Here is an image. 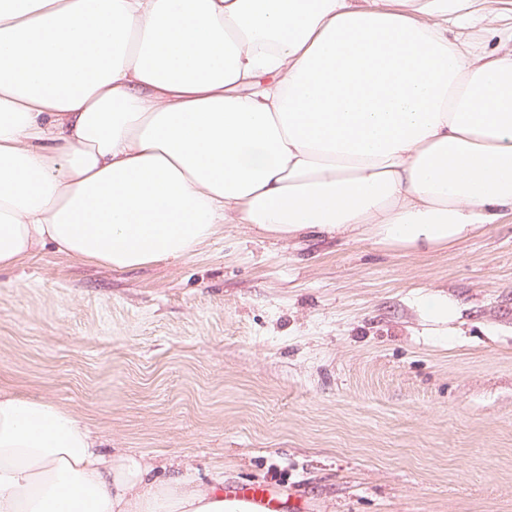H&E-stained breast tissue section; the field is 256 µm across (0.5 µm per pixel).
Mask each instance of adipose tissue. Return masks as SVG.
Segmentation results:
<instances>
[{"instance_id": "obj_1", "label": "adipose tissue", "mask_w": 512, "mask_h": 512, "mask_svg": "<svg viewBox=\"0 0 512 512\" xmlns=\"http://www.w3.org/2000/svg\"><path fill=\"white\" fill-rule=\"evenodd\" d=\"M489 0H0V269L115 271L225 224L443 250L512 213V26ZM0 393V512H247ZM490 9L496 8L497 11L488 16L480 25L473 28L472 32L475 39L481 44H485L488 49H493L497 46L498 39L494 35V29L501 28L512 24V13L507 9H511V4L491 3L488 5Z\"/></svg>"}]
</instances>
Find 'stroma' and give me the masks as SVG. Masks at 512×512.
<instances>
[{
	"label": "stroma",
	"mask_w": 512,
	"mask_h": 512,
	"mask_svg": "<svg viewBox=\"0 0 512 512\" xmlns=\"http://www.w3.org/2000/svg\"><path fill=\"white\" fill-rule=\"evenodd\" d=\"M0 392L278 512H512V216L424 254L242 224L127 272L43 249L0 270Z\"/></svg>",
	"instance_id": "stroma-1"
}]
</instances>
